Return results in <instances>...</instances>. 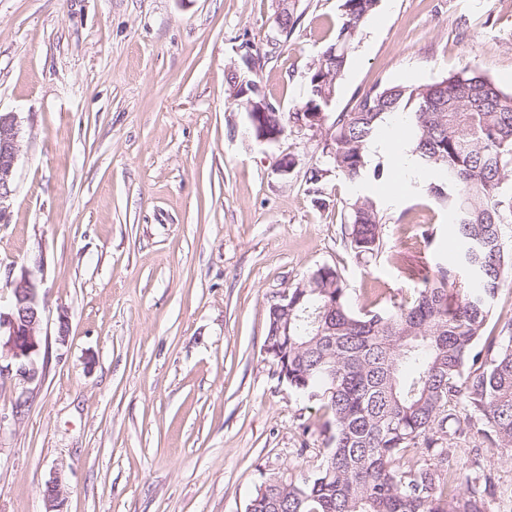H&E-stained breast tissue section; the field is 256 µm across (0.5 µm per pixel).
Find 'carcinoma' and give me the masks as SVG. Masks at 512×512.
<instances>
[{"mask_svg": "<svg viewBox=\"0 0 512 512\" xmlns=\"http://www.w3.org/2000/svg\"><path fill=\"white\" fill-rule=\"evenodd\" d=\"M378 2L340 0V26L304 100L288 114L271 106L250 125L255 137L328 119L351 46ZM297 20L296 0L278 7L280 31ZM396 112L408 117L414 164L439 176L428 191L453 218L460 261L430 275L406 268L424 287L391 310L354 311L329 266L269 307L264 351L291 389L320 403L325 420L303 435L322 437L324 447L313 468L266 476L247 512H487L495 496L480 458L445 463L454 438L512 448V316L495 315L512 272V92L468 68L432 84L375 86L336 114L326 167L311 169L309 182L333 170L361 181L368 143ZM344 233L356 258L379 254L382 215L371 197L346 202ZM411 451L418 459L410 465Z\"/></svg>", "mask_w": 512, "mask_h": 512, "instance_id": "carcinoma-1", "label": "carcinoma"}]
</instances>
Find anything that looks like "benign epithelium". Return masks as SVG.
Instances as JSON below:
<instances>
[{
    "instance_id": "1",
    "label": "benign epithelium",
    "mask_w": 512,
    "mask_h": 512,
    "mask_svg": "<svg viewBox=\"0 0 512 512\" xmlns=\"http://www.w3.org/2000/svg\"><path fill=\"white\" fill-rule=\"evenodd\" d=\"M20 154L18 120L0 115V222L5 221L14 192L16 165ZM7 304H0V378L7 376L30 383L42 366L40 325L43 307L33 272L23 267L9 275L4 285Z\"/></svg>"
}]
</instances>
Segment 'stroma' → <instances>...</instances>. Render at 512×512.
Masks as SVG:
<instances>
[{"label":"stroma","mask_w":512,"mask_h":512,"mask_svg":"<svg viewBox=\"0 0 512 512\" xmlns=\"http://www.w3.org/2000/svg\"><path fill=\"white\" fill-rule=\"evenodd\" d=\"M0 0V113L21 151L0 223V284L36 275L45 312L38 381L0 378V512H246L261 472L297 473L303 427L323 421L263 351L268 309L312 271L338 269L357 310L411 300L404 269L451 264L459 244L424 187L433 173L367 150L352 183L321 166L328 129L257 140L226 75L281 112L333 40L340 0ZM263 52L243 62V42ZM476 67L512 92V0H379L328 115L376 85ZM381 167L373 176L372 167ZM376 197L383 248L343 243L344 205ZM67 333H60V324ZM512 512V454L457 440Z\"/></svg>","instance_id":"obj_1"}]
</instances>
